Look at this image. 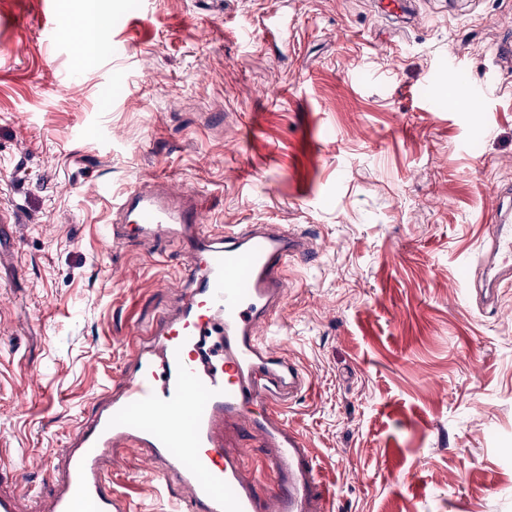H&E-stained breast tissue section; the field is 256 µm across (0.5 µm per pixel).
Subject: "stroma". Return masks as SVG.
<instances>
[{
    "instance_id": "1",
    "label": "stroma",
    "mask_w": 512,
    "mask_h": 512,
    "mask_svg": "<svg viewBox=\"0 0 512 512\" xmlns=\"http://www.w3.org/2000/svg\"><path fill=\"white\" fill-rule=\"evenodd\" d=\"M110 28L78 63L74 22ZM0 0V489L51 497L57 448L104 399L139 327L177 303L164 239L101 246L119 196L194 188L216 232L285 224L281 351L308 383L288 420L331 512H512V287L462 302L512 187V0ZM278 15L284 37L266 31ZM468 85L448 78V60ZM484 109H467L469 93ZM22 462L27 479L5 467ZM112 483L175 512L139 449Z\"/></svg>"
}]
</instances>
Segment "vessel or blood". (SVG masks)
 Instances as JSON below:
<instances>
[{
	"instance_id": "b4317fda",
	"label": "vessel or blood",
	"mask_w": 512,
	"mask_h": 512,
	"mask_svg": "<svg viewBox=\"0 0 512 512\" xmlns=\"http://www.w3.org/2000/svg\"><path fill=\"white\" fill-rule=\"evenodd\" d=\"M194 192L165 181L114 200L122 218L112 238L162 236L192 257L177 280L180 304L141 330L111 395L60 448L46 478L51 512H131L106 469L121 448L141 450L161 483L177 479L180 512H329L324 482L307 438L291 426L289 399L306 378L278 350L286 269L312 253L307 239L278 224H242L219 234L192 202ZM495 231L480 290L497 302L512 284V195H497ZM261 437L267 481L224 450V427Z\"/></svg>"
}]
</instances>
